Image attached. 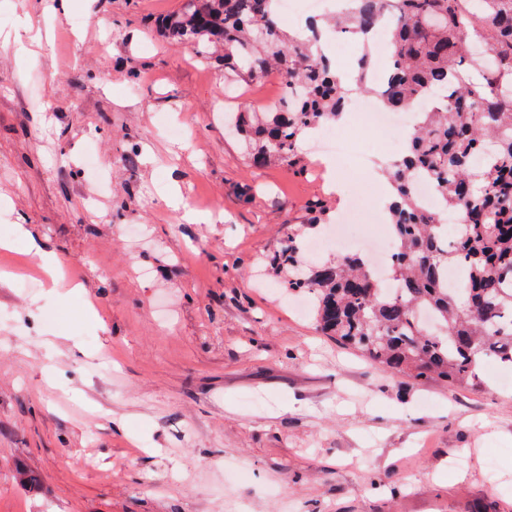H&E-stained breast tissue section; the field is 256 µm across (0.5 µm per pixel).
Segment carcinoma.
<instances>
[{
  "instance_id": "obj_1",
  "label": "carcinoma",
  "mask_w": 512,
  "mask_h": 512,
  "mask_svg": "<svg viewBox=\"0 0 512 512\" xmlns=\"http://www.w3.org/2000/svg\"><path fill=\"white\" fill-rule=\"evenodd\" d=\"M329 15L336 28L368 44L391 34L382 107L437 105L417 113L403 154L388 169L394 196L387 224L398 248L390 286L359 252L303 264L294 236L271 258L292 290L313 297L321 331L394 374L438 378L477 388L480 368L512 367V0H344ZM278 0H191L161 17L164 35L224 51V70L250 82L282 75L285 96L237 121L256 168L292 165L308 133L337 122L354 91L372 94L375 55L357 57V89L322 51L314 20L291 34L280 27ZM427 178L446 208L465 221L452 240L415 196ZM467 278L453 290L448 267Z\"/></svg>"
}]
</instances>
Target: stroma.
Masks as SVG:
<instances>
[{"instance_id":"stroma-1","label":"stroma","mask_w":512,"mask_h":512,"mask_svg":"<svg viewBox=\"0 0 512 512\" xmlns=\"http://www.w3.org/2000/svg\"><path fill=\"white\" fill-rule=\"evenodd\" d=\"M44 3L0 0V224L79 285L27 288V241L0 248V512H512V385L393 375L266 265L313 203L379 191L387 132L352 113L365 164L253 168L224 116L270 94L160 36L182 0ZM172 178L223 222L183 223Z\"/></svg>"}]
</instances>
